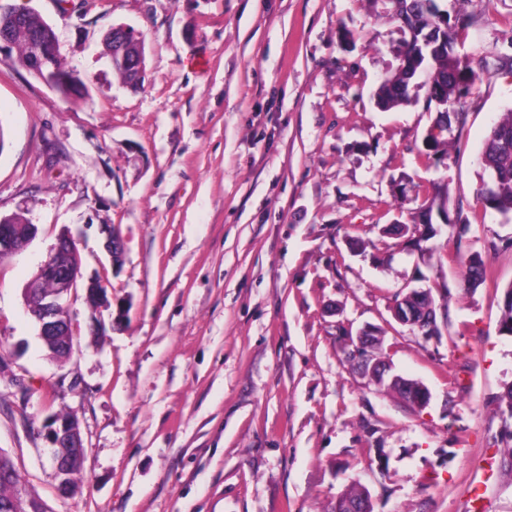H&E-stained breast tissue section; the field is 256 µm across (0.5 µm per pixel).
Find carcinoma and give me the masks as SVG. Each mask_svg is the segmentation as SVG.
Segmentation results:
<instances>
[{
    "label": "carcinoma",
    "instance_id": "obj_1",
    "mask_svg": "<svg viewBox=\"0 0 512 512\" xmlns=\"http://www.w3.org/2000/svg\"><path fill=\"white\" fill-rule=\"evenodd\" d=\"M472 24V19L462 8L457 7L448 14V24L438 26L435 41L424 46L413 38L405 28H400L402 44L399 55L403 56L393 71L381 78L373 98L382 111L405 106L411 103L409 87L420 77H425L423 85L427 87V105L436 108L435 126L438 133L425 136L424 149L420 154L425 162L437 165L448 153L453 143V127L464 120L463 104L472 93L478 73L465 63L464 70L469 82L459 83V66L448 59V51L461 41ZM0 27L8 30L12 42L11 54L5 57L10 62L26 64L31 41L39 37L45 42L54 40L55 33L45 20L35 11L22 9L16 19L0 14ZM105 54L112 56L114 50L124 51L126 65H116L113 70L128 85L137 86L134 74L139 62L145 61L144 41L131 31L116 30L112 37L104 39ZM480 163L486 178L477 190L476 197L482 213L495 212L505 218L512 216V108L502 113L491 127L480 156ZM415 194L423 195L418 208L419 216L441 208L448 209V224L458 227L464 233L470 226V220L462 213L450 207V195L447 185L431 182L414 186ZM401 236L407 238V244L421 251L423 243L432 238L430 229L421 224H395ZM492 279L489 265L479 254L471 256L465 263L463 275L464 288L476 289ZM505 311L500 321V332L512 335V285L505 292ZM398 310L408 309L422 315L426 302L417 293H406L402 300L395 301ZM29 497L22 488L14 465L4 454L0 455V512L15 500Z\"/></svg>",
    "mask_w": 512,
    "mask_h": 512
}]
</instances>
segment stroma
I'll use <instances>...</instances> for the list:
<instances>
[{"label":"stroma","instance_id":"stroma-1","mask_svg":"<svg viewBox=\"0 0 512 512\" xmlns=\"http://www.w3.org/2000/svg\"><path fill=\"white\" fill-rule=\"evenodd\" d=\"M0 4L39 13L87 78L67 99L0 63V217L37 227L0 261V451L32 495L52 512H330L354 485L374 512H512V419L495 400L512 384V336L499 332L512 220H473L480 152L512 107V0H466L457 51L498 65L430 170L418 159L436 116L426 89L388 112L374 103L400 40L375 0ZM119 25L144 40L138 88L103 53ZM432 178L471 224L439 226L422 253L385 228L418 207L400 183ZM104 224L122 239L119 264ZM65 228L111 305L95 337L83 295L68 298L61 363L23 289ZM474 253L493 279L468 291L459 260ZM408 286L431 289L439 337L393 318ZM367 326L428 405L347 361ZM58 414L78 419L85 446L65 497L42 434Z\"/></svg>","mask_w":512,"mask_h":512}]
</instances>
